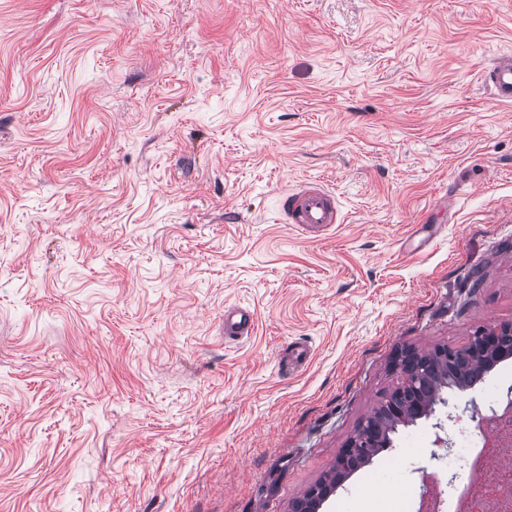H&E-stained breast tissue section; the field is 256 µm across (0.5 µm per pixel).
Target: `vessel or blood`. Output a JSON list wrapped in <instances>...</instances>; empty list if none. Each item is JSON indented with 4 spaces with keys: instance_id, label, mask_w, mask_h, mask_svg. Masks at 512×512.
Instances as JSON below:
<instances>
[{
    "instance_id": "1",
    "label": "vessel or blood",
    "mask_w": 512,
    "mask_h": 512,
    "mask_svg": "<svg viewBox=\"0 0 512 512\" xmlns=\"http://www.w3.org/2000/svg\"><path fill=\"white\" fill-rule=\"evenodd\" d=\"M482 78L498 102L512 103L511 55L498 58L483 72ZM281 212L285 223L312 235L330 229L340 221L335 196L318 187L299 186L286 193L281 199ZM255 323L254 313L245 307L233 306L224 311L225 336L234 339L251 336Z\"/></svg>"
}]
</instances>
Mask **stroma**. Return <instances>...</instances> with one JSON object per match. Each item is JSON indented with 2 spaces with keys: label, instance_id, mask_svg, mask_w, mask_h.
I'll return each instance as SVG.
<instances>
[{
  "label": "stroma",
  "instance_id": "35a3bbf8",
  "mask_svg": "<svg viewBox=\"0 0 512 512\" xmlns=\"http://www.w3.org/2000/svg\"><path fill=\"white\" fill-rule=\"evenodd\" d=\"M505 54L512 0H0V512H288L397 351L512 323ZM305 183L318 238L279 215ZM511 389L509 359L438 408L451 455L399 426L321 512L427 465L455 499ZM484 82L491 87L496 100L512 103V56H501L490 69L483 72ZM281 212L286 224L312 235L340 221L336 197L318 187L298 186L286 193L281 199ZM255 315L242 306L224 310V337L239 339L251 336L255 330Z\"/></svg>",
  "mask_w": 512,
  "mask_h": 512
}]
</instances>
